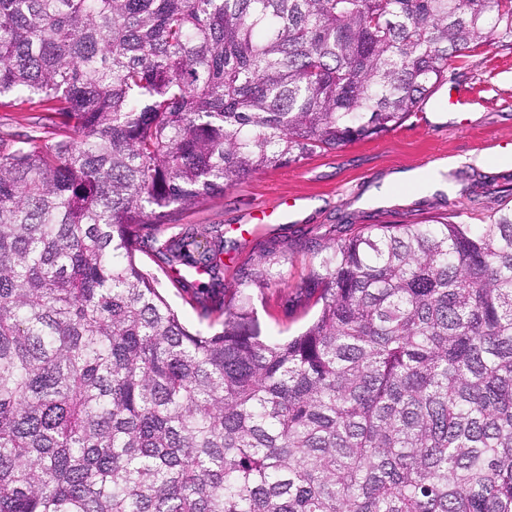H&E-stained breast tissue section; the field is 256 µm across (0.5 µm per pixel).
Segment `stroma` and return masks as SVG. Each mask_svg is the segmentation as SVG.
Listing matches in <instances>:
<instances>
[{
	"label": "stroma",
	"mask_w": 512,
	"mask_h": 512,
	"mask_svg": "<svg viewBox=\"0 0 512 512\" xmlns=\"http://www.w3.org/2000/svg\"><path fill=\"white\" fill-rule=\"evenodd\" d=\"M425 110L429 128L411 119L382 136L254 173L183 216L186 224L222 225L224 295L236 288L238 267L275 273L271 283L249 287L265 334L284 339L313 318L316 306L294 297L329 240L367 224L434 216L485 224L496 210L512 207V50L490 46L453 62ZM479 154L485 157L480 165L473 161ZM444 159L453 162L443 174L448 190L397 185L388 204H361L365 192L392 174L425 171ZM139 259L159 279L183 322L207 329L200 306L170 282L151 250L140 252Z\"/></svg>",
	"instance_id": "obj_1"
}]
</instances>
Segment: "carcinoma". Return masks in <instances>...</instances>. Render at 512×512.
I'll use <instances>...</instances> for the list:
<instances>
[{
	"label": "carcinoma",
	"mask_w": 512,
	"mask_h": 512,
	"mask_svg": "<svg viewBox=\"0 0 512 512\" xmlns=\"http://www.w3.org/2000/svg\"><path fill=\"white\" fill-rule=\"evenodd\" d=\"M492 44L512 0H0V512H512V208L329 243L289 339L179 223ZM22 115L17 112H6L5 109L0 108V136L6 140L5 143L9 142L10 134L28 131L27 122ZM138 257L141 263L159 279L162 287L165 288L166 297L178 310L183 322L193 329L207 330L210 319L202 314L199 305L191 302L189 294L170 282L166 271L154 261L151 250L146 249L138 253Z\"/></svg>",
	"instance_id": "cac0c4a2"
}]
</instances>
